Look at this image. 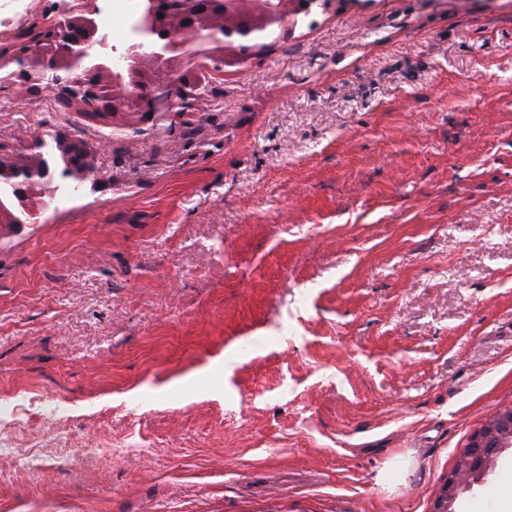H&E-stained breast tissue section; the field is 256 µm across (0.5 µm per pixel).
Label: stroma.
I'll use <instances>...</instances> for the list:
<instances>
[{
    "mask_svg": "<svg viewBox=\"0 0 512 512\" xmlns=\"http://www.w3.org/2000/svg\"><path fill=\"white\" fill-rule=\"evenodd\" d=\"M69 123L104 183L0 233V399L64 408L0 512H433L512 406V0H331L170 133Z\"/></svg>",
    "mask_w": 512,
    "mask_h": 512,
    "instance_id": "obj_1",
    "label": "stroma"
}]
</instances>
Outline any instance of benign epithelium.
<instances>
[{
  "mask_svg": "<svg viewBox=\"0 0 512 512\" xmlns=\"http://www.w3.org/2000/svg\"><path fill=\"white\" fill-rule=\"evenodd\" d=\"M104 2L78 0L63 10L57 22H77L91 35L58 45L52 63L96 71L108 85L140 101L151 96L154 87H160L163 97L154 112L158 123L172 120L194 99L195 87L181 81L182 72L201 70L214 75V66L221 67L229 60V50L224 48V16H212L200 26H186L174 13L169 19L172 36L161 42L154 35L156 0H141L138 14L128 23L125 47L116 57L105 31ZM293 5L294 0H280L278 7L260 15L259 29L274 23L288 27ZM511 447L512 409L498 410L471 436L448 475L433 512H453L460 491L482 479L495 456Z\"/></svg>",
  "mask_w": 512,
  "mask_h": 512,
  "instance_id": "obj_1",
  "label": "benign epithelium"
}]
</instances>
